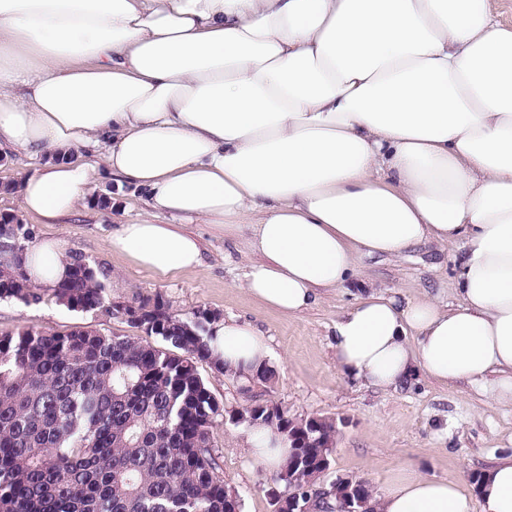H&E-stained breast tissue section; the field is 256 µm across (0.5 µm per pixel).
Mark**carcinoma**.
<instances>
[{"label": "carcinoma", "instance_id": "1", "mask_svg": "<svg viewBox=\"0 0 512 512\" xmlns=\"http://www.w3.org/2000/svg\"><path fill=\"white\" fill-rule=\"evenodd\" d=\"M52 288L73 311L112 309L109 272L79 264ZM42 299L24 266L0 276V300ZM146 333H61L26 329L0 336V512H236L241 504L224 482L210 449L221 415L196 363L222 372L208 346L213 320L171 311L162 297ZM311 443L289 435L299 419L279 423L291 448L273 482L279 512L288 496L313 493L336 421L313 417Z\"/></svg>", "mask_w": 512, "mask_h": 512}]
</instances>
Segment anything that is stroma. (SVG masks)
Wrapping results in <instances>:
<instances>
[{
  "label": "stroma",
  "mask_w": 512,
  "mask_h": 512,
  "mask_svg": "<svg viewBox=\"0 0 512 512\" xmlns=\"http://www.w3.org/2000/svg\"><path fill=\"white\" fill-rule=\"evenodd\" d=\"M96 194L112 198L108 210L79 209L57 224H36L35 237L55 238L68 253L105 267L111 275L109 296L128 303L162 296L175 312L191 315L205 308L220 319L251 325L264 335L273 383L246 385L202 361L198 370L224 409L254 399L281 404L289 413L335 420L340 429L332 467L319 482L329 488L336 477H349L382 489L399 469L409 467L438 478H471L496 461L512 456V409L495 404L471 386H443L419 379L412 386L382 391L344 376L330 347L337 319L367 291L412 298L424 293L454 301L456 261L452 251L434 244L403 258L364 257L361 276L325 296L305 312L288 316L265 307L243 287L248 261L245 238L224 239L208 225L192 224L203 242V267L196 273L161 276L112 254L114 228L144 210L139 191L104 181ZM30 328L59 332L93 330L109 336H133L136 328L101 311H72L59 305L51 290L39 302L0 301V334ZM248 429L217 418L212 451L224 481L237 495L241 512H273L269 471L250 456Z\"/></svg>",
  "instance_id": "1"
}]
</instances>
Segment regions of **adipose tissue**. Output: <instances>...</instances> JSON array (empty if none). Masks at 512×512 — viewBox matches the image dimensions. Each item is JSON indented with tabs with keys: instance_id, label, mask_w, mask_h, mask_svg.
Here are the masks:
<instances>
[{
	"instance_id": "ef3b65f1",
	"label": "adipose tissue",
	"mask_w": 512,
	"mask_h": 512,
	"mask_svg": "<svg viewBox=\"0 0 512 512\" xmlns=\"http://www.w3.org/2000/svg\"><path fill=\"white\" fill-rule=\"evenodd\" d=\"M0 155L36 160L24 216L54 224L110 178L149 214L113 253L167 275L202 246L171 219L246 235L244 288L293 315L357 269L427 243L459 249L448 306L370 293L334 327L341 372L381 389L468 384L512 408V28L488 0H0ZM54 287L64 246L30 242ZM231 371L269 361L234 321L208 341ZM278 471L288 447L251 430ZM375 512H512V457L460 478L401 469Z\"/></svg>"
}]
</instances>
